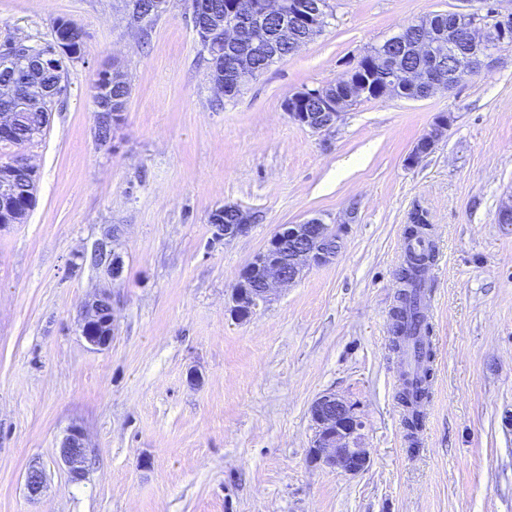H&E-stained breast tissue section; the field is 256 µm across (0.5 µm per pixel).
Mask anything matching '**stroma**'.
<instances>
[{"mask_svg":"<svg viewBox=\"0 0 512 512\" xmlns=\"http://www.w3.org/2000/svg\"><path fill=\"white\" fill-rule=\"evenodd\" d=\"M324 31L234 98L209 79L190 0H168L147 37L118 0H0V43L86 32L47 130L26 153L38 174L28 219L0 229V512H512V50L422 100L350 107L331 130L291 121L293 92L336 81L359 56L437 12L484 0H329ZM119 63L132 93L114 136H95L94 86ZM443 113L453 122L407 158ZM227 203L248 234L214 236ZM438 256L434 386L422 443L398 399L390 312L414 210ZM320 215L342 238L245 323L228 307L241 270L281 225ZM117 236L123 272L86 257ZM112 296L103 351L80 333L83 304ZM197 383H190V373ZM357 405L364 472L308 460L311 402ZM93 449L71 482L61 438ZM45 485L30 498L29 467ZM224 216V224L223 223ZM258 221V215L236 204H224L215 209L210 222L213 223L216 238H235L249 232L252 224Z\"/></svg>","mask_w":512,"mask_h":512,"instance_id":"1","label":"stroma"}]
</instances>
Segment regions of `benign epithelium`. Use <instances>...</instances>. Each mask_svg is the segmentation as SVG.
<instances>
[{"label": "benign epithelium", "instance_id": "1", "mask_svg": "<svg viewBox=\"0 0 512 512\" xmlns=\"http://www.w3.org/2000/svg\"><path fill=\"white\" fill-rule=\"evenodd\" d=\"M206 0H199L194 13L193 29L198 43L211 50L216 61L224 63L222 79L214 82L223 94L248 85L258 76V71L246 65L251 54L268 52L269 44L262 38L270 20L278 21V34L288 39L289 30L298 29L303 35L292 40L298 48L321 34L325 25L327 6L323 0L309 4L298 0L293 5L286 0H231L224 8L223 20H215L205 7ZM420 34L416 50L420 56L434 61L438 58L437 47H448L452 69L448 73V85L427 84L429 68L400 67L396 58L389 60L393 73L401 81L413 86H426L430 95L458 84L462 78L492 66L501 52L512 45V10L503 11L494 3L487 4L484 12L456 11L450 16L448 30L437 31L430 17H422L413 23ZM55 50L48 55L36 56L17 43L7 52V60L35 62L43 68H58L67 62L64 56L65 36L53 32ZM357 67L352 66L337 83L347 87L341 96L336 90L312 91L303 88L285 99L283 110L298 125L318 134L330 130L341 120L345 111L357 100L366 97L370 85L354 77ZM6 96L15 98V106L9 112L0 113V143H11L10 136L18 120V113L31 104L30 94H19L12 89H0ZM452 122L451 115L437 117L430 131L422 137L419 147L430 152L442 139ZM121 123V113L108 111L107 106L96 101V125L115 129ZM12 169H22L36 176V169L20 147L8 162ZM14 188L11 180L0 171V227L16 223L11 209ZM258 215L236 204H226L215 209L210 222L215 236L235 238L249 232ZM110 236L95 244L93 257L97 264L106 267L112 278L120 277L123 260L114 248ZM341 249V237L322 216L310 217L298 224H283L267 240L263 249L241 271L235 284L230 308L231 315L244 322L259 307L271 302L276 293L286 289L303 277L310 268L334 260ZM112 296L103 291L82 306L80 312L81 336L94 351L110 347L115 335L114 318H105L104 309ZM310 418L314 435L309 448L310 462L329 473L357 475L370 464V455L361 445L363 422L355 404L333 393L319 395L310 405ZM89 444L83 429L72 426L67 430L59 446V457L69 476L83 481L87 476ZM45 482L44 472L31 467L25 477L28 496L37 497Z\"/></svg>", "mask_w": 512, "mask_h": 512}]
</instances>
